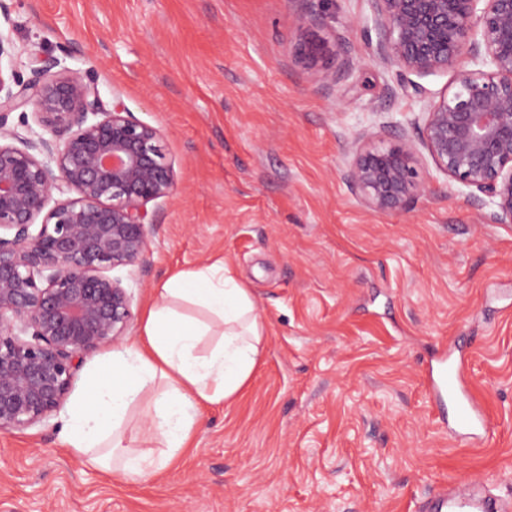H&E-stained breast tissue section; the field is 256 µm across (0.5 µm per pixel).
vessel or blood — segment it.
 <instances>
[{"mask_svg":"<svg viewBox=\"0 0 512 512\" xmlns=\"http://www.w3.org/2000/svg\"><path fill=\"white\" fill-rule=\"evenodd\" d=\"M427 383L437 401H449L454 409L450 434L461 440L487 432L489 422L470 394L465 378V360L456 345L442 347L427 364ZM512 512L505 505L484 500L474 502L468 487L458 486L434 493L429 512Z\"/></svg>","mask_w":512,"mask_h":512,"instance_id":"1","label":"vessel or blood"}]
</instances>
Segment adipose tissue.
I'll list each match as a JSON object with an SVG mask.
<instances>
[{
    "instance_id": "obj_1",
    "label": "adipose tissue",
    "mask_w": 512,
    "mask_h": 512,
    "mask_svg": "<svg viewBox=\"0 0 512 512\" xmlns=\"http://www.w3.org/2000/svg\"><path fill=\"white\" fill-rule=\"evenodd\" d=\"M264 336L251 288L226 263L173 274L132 346L109 355L74 401L64 443L112 474L170 466L190 446L200 405L230 401L248 382Z\"/></svg>"
}]
</instances>
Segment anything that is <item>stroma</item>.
<instances>
[{
  "mask_svg": "<svg viewBox=\"0 0 512 512\" xmlns=\"http://www.w3.org/2000/svg\"><path fill=\"white\" fill-rule=\"evenodd\" d=\"M328 18L336 82L291 54L296 18ZM371 0H0L16 69L53 55L96 76L162 133L176 195L149 203L153 244L121 270L134 318L181 270L224 260L265 325L240 396L201 406L193 446L145 477L108 475L63 445L67 408L0 432V512H416L449 483L512 500V224H482L421 145L453 72L379 61ZM422 95L404 90L407 81ZM410 138L431 191L378 214L344 175L369 139ZM467 336L470 389L490 420L451 437L424 381Z\"/></svg>",
  "mask_w": 512,
  "mask_h": 512,
  "instance_id": "stroma-1",
  "label": "stroma"
}]
</instances>
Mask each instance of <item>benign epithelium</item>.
<instances>
[{"mask_svg":"<svg viewBox=\"0 0 512 512\" xmlns=\"http://www.w3.org/2000/svg\"><path fill=\"white\" fill-rule=\"evenodd\" d=\"M384 33L374 56L409 73L452 69V90L426 109L422 141L436 167L468 189L478 218L512 224V0H371ZM295 60L336 59L322 14L299 17ZM24 81L0 31V432L46 421L78 359L116 343L133 298L118 268L150 248L147 204L175 193L161 131L97 79L53 56ZM30 106L34 124L8 125ZM415 143L370 142L345 180L372 211L402 212L430 193ZM62 194L54 198L53 192Z\"/></svg>","mask_w":512,"mask_h":512,"instance_id":"benign-epithelium-1","label":"benign epithelium"}]
</instances>
